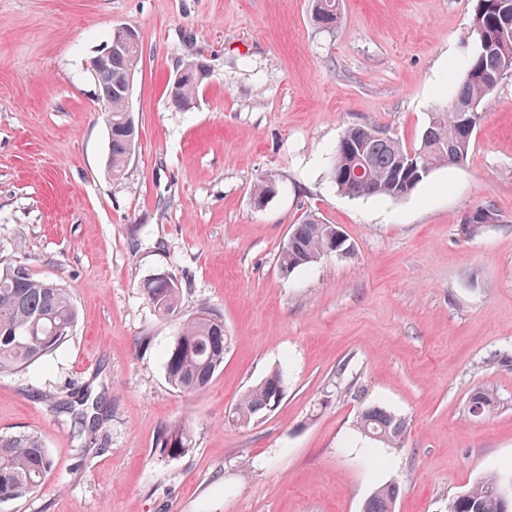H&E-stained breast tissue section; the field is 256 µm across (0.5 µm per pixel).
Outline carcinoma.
Listing matches in <instances>:
<instances>
[{"label": "carcinoma", "mask_w": 512, "mask_h": 512, "mask_svg": "<svg viewBox=\"0 0 512 512\" xmlns=\"http://www.w3.org/2000/svg\"><path fill=\"white\" fill-rule=\"evenodd\" d=\"M313 22L331 30L339 20L338 0H315ZM472 20L484 28L485 37L470 32L476 42L474 52L466 59L462 79L454 82L451 104L438 106L412 146L398 138L378 136L373 124L352 125L345 129L336 145L329 171L337 192L353 197L401 198L399 163L414 153L420 164L432 171L447 165L448 152L463 163L471 151L477 127L483 118V107L492 89L487 76L495 71L502 77L512 76V0H474ZM139 63V43L134 42L112 53V60L94 71L97 99L102 117L109 123L112 175L118 176L132 158L137 132H129V103L122 88L133 80ZM179 85L169 94L176 107L189 104L204 82L195 62L177 71ZM473 111L474 124L463 126L452 110V104ZM489 207L475 208L469 224L459 225L464 238L478 235L490 224ZM336 225L327 224L314 215L293 225L287 244L278 255L280 270L288 275L308 268L324 256L348 255V241L332 244ZM142 292L154 311L168 319L179 314L178 280L150 277L141 284ZM78 320V312L68 289L54 280L38 279L22 266L0 270V375L21 370L53 354L70 335ZM230 337L224 330V318L208 307H201L182 320L173 344L164 356V372L168 384L178 392L204 390L216 373L224 368V354ZM284 395V377L280 369L271 370L245 392L231 413V421L246 425L258 415L272 410ZM83 408L67 404L73 434L92 438L100 424L91 414L87 399ZM497 397L483 387L473 389L467 401L468 412L478 410L483 416L495 410ZM364 437L399 448L407 431L406 419L378 405H363L355 421ZM192 447V439L183 420L163 425L156 437L155 448L169 457L181 456ZM54 468V459L41 438L31 433L0 435V503L27 497L40 487ZM401 487L385 483L375 488L362 507V512H395ZM448 512H512V487L497 474H489L462 491L448 505Z\"/></svg>", "instance_id": "1"}]
</instances>
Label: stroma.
Here are the masks:
<instances>
[{"label": "stroma", "mask_w": 512, "mask_h": 512, "mask_svg": "<svg viewBox=\"0 0 512 512\" xmlns=\"http://www.w3.org/2000/svg\"><path fill=\"white\" fill-rule=\"evenodd\" d=\"M0 0V267L68 288L66 342L0 376V434L42 437L55 467L0 512H361L396 482V512H448L480 477L512 478V77L494 88L461 165L402 199L350 198L329 182L343 131L375 124L414 144L450 102L474 44L472 0ZM138 35L135 154L109 167L90 61L115 28ZM211 70L174 108L169 80ZM264 175L275 193L256 204ZM498 220L459 235L475 207ZM353 250L282 274L278 254L307 215ZM167 271L182 315L206 306L231 344L202 393L177 392L163 356L178 319L142 282ZM282 367L281 403L240 427L230 408ZM365 389L364 399L354 387ZM501 406L471 416L468 392ZM102 401L91 444L63 403ZM406 418L402 447L355 428L361 402ZM188 422L193 446L156 452ZM312 13L313 22L321 29H334L339 20L338 1L315 0ZM155 448L169 457L187 453L192 448V439L186 422L180 419L163 425L157 434Z\"/></svg>", "instance_id": "35a3bbf8"}]
</instances>
